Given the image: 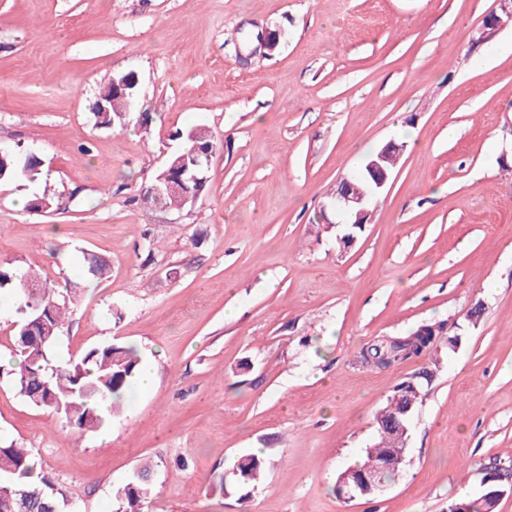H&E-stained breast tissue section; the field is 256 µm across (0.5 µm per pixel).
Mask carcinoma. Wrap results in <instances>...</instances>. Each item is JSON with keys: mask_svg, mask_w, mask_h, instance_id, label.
<instances>
[{"mask_svg": "<svg viewBox=\"0 0 512 512\" xmlns=\"http://www.w3.org/2000/svg\"><path fill=\"white\" fill-rule=\"evenodd\" d=\"M126 73L113 76L101 91L96 102L112 104L110 112H96V124L103 128L119 125L117 114L126 107V101L115 93L114 82ZM174 138L191 142L187 150L172 153L170 163L181 160L192 162L197 149L210 152L217 149L212 134L201 126L175 132ZM174 170L158 171L151 184V197L165 205H185L182 195L167 191L164 181ZM41 176V160L18 151L0 153V182L24 181L34 183ZM55 205V194L46 187L33 194L26 204L32 212L48 213ZM33 282L37 276L30 271H14L0 266V289L7 288L24 295V305L19 308L15 341L22 360L14 372V382L19 393L32 405L48 410L81 433H91L101 428L107 416L99 410L109 402L111 410L119 409L135 391L141 365L136 347L122 343H109L91 347L82 355L64 362L50 355L61 328L69 315L66 300L56 289L46 284L35 291L20 287L21 279ZM428 352L427 344H399L378 340L367 344L359 352L363 365L383 361L392 365L400 360L421 357ZM377 435L361 467H384L387 479H392L401 468L403 457V432L394 422L393 411L384 405L376 417ZM265 468V459L256 454L240 457L232 466L230 475L241 487L253 485ZM149 469L141 470L134 480L115 492V512H146L149 486ZM0 512H66V500L55 488L50 477L38 469L31 451L13 444H0Z\"/></svg>", "mask_w": 512, "mask_h": 512, "instance_id": "carcinoma-1", "label": "carcinoma"}]
</instances>
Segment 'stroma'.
<instances>
[{"mask_svg":"<svg viewBox=\"0 0 512 512\" xmlns=\"http://www.w3.org/2000/svg\"><path fill=\"white\" fill-rule=\"evenodd\" d=\"M495 7L0 0V146L39 157L56 194L40 214L13 201L32 185L0 182V265L71 299L57 359L117 341L155 366L121 416L79 434L18 393V302L0 292V441L32 450L69 512H113L145 463L148 512H448L482 493L488 463L512 465V25L474 41ZM259 27L280 30L278 47L239 65ZM128 71L127 126H96L100 89ZM194 126L221 144L206 192L144 199L183 146L173 132ZM391 140L404 150L369 224L326 223L339 182ZM88 254L110 259L105 279ZM438 320L428 355L358 363L376 337ZM425 368L398 478L345 501L338 474ZM257 450L254 488L210 492Z\"/></svg>","mask_w":512,"mask_h":512,"instance_id":"obj_1","label":"stroma"}]
</instances>
